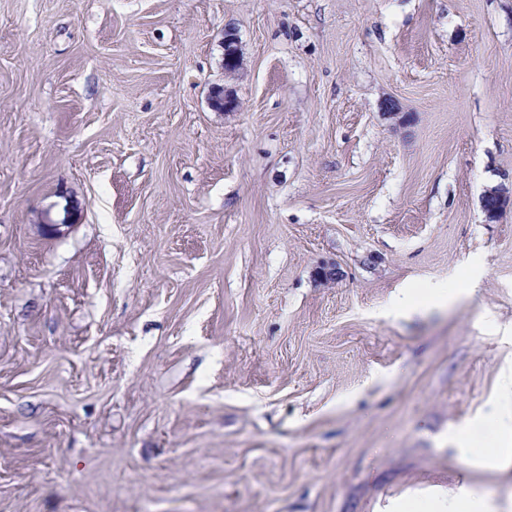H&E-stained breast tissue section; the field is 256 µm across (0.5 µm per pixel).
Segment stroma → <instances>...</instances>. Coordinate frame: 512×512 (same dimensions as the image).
<instances>
[{
    "label": "stroma",
    "instance_id": "obj_1",
    "mask_svg": "<svg viewBox=\"0 0 512 512\" xmlns=\"http://www.w3.org/2000/svg\"><path fill=\"white\" fill-rule=\"evenodd\" d=\"M498 185L512 0H0V512H512ZM455 299V294L440 285L428 284L425 288H407L396 296L394 303L400 309L419 306L445 307ZM482 428L484 433L481 438H466L459 441L458 450L461 459L468 462L474 460L483 462L495 456L504 445V435L512 433V416L510 414L505 418L492 413ZM421 512H486L481 500L475 498L466 489H461L452 496L438 495L420 507Z\"/></svg>",
    "mask_w": 512,
    "mask_h": 512
}]
</instances>
